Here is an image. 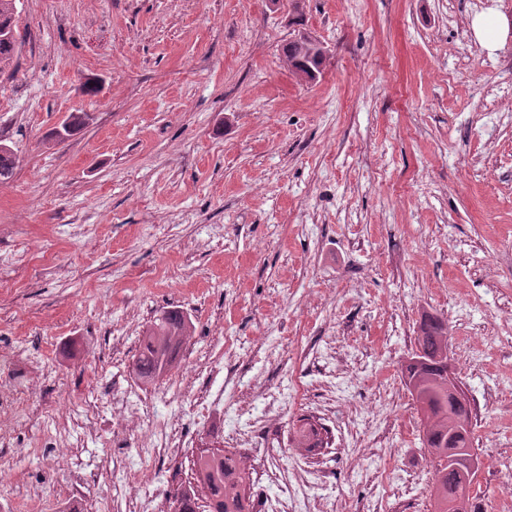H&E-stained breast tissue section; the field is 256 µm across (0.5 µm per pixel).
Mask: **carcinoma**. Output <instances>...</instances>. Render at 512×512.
<instances>
[{"instance_id":"cac0c4a2","label":"carcinoma","mask_w":512,"mask_h":512,"mask_svg":"<svg viewBox=\"0 0 512 512\" xmlns=\"http://www.w3.org/2000/svg\"><path fill=\"white\" fill-rule=\"evenodd\" d=\"M16 0H0V29H16ZM21 50L19 38L0 39V72L15 70ZM16 156L0 151V182L12 178ZM191 324L179 310L162 312L146 329L134 363L136 377L151 384L175 361L180 348L190 335ZM423 364L407 365L402 376L414 381L409 393L422 413L421 442L432 458L434 478L430 496L435 512H448L444 504L461 484L473 485L474 473L466 468L448 465V435L459 424H472L471 406L448 399V325L430 316L424 320L416 337ZM319 429L310 422L296 430L295 444L310 452L322 447ZM194 475L200 478L201 492L207 500L208 512H256L251 499L252 472L245 458L235 450L221 454L198 456L193 460Z\"/></svg>"}]
</instances>
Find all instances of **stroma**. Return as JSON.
<instances>
[{
	"instance_id": "1",
	"label": "stroma",
	"mask_w": 512,
	"mask_h": 512,
	"mask_svg": "<svg viewBox=\"0 0 512 512\" xmlns=\"http://www.w3.org/2000/svg\"><path fill=\"white\" fill-rule=\"evenodd\" d=\"M290 7L18 0L0 380L24 410L0 512H125L127 467L172 495L209 441L247 457L260 512H431L401 378L428 315L471 400L473 510L512 512V37L484 49L469 24L512 0H307L327 51L310 83L283 64ZM170 308L192 334L142 385L141 333ZM218 391L198 421L192 400ZM120 394L145 422L181 415L185 456L143 448ZM304 417L331 439L319 454L294 443Z\"/></svg>"
}]
</instances>
